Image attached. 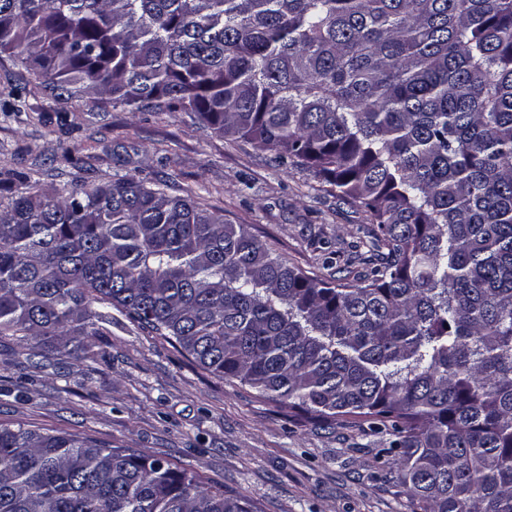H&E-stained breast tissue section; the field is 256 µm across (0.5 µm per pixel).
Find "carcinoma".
<instances>
[{
    "label": "carcinoma",
    "instance_id": "cac0c4a2",
    "mask_svg": "<svg viewBox=\"0 0 512 512\" xmlns=\"http://www.w3.org/2000/svg\"><path fill=\"white\" fill-rule=\"evenodd\" d=\"M2 54L58 105L183 112L308 169L377 233L333 284L165 180L23 177L0 336L61 357L114 306L291 416L380 436L412 512H512V0H0ZM0 512L260 510L0 423Z\"/></svg>",
    "mask_w": 512,
    "mask_h": 512
}]
</instances>
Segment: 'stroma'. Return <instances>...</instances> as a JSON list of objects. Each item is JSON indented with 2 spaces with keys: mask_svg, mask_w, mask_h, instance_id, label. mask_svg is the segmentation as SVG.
Listing matches in <instances>:
<instances>
[{
  "mask_svg": "<svg viewBox=\"0 0 512 512\" xmlns=\"http://www.w3.org/2000/svg\"><path fill=\"white\" fill-rule=\"evenodd\" d=\"M26 110L0 113V172L50 188L74 177L173 176L228 224L250 225L277 255L324 280L348 277L352 244L373 231L311 171L220 138L182 112L58 107L27 91ZM60 363L0 340V422L93 438L187 469L261 512H410L389 481L377 437L320 429L249 386L200 368L116 308Z\"/></svg>",
  "mask_w": 512,
  "mask_h": 512,
  "instance_id": "stroma-1",
  "label": "stroma"
}]
</instances>
